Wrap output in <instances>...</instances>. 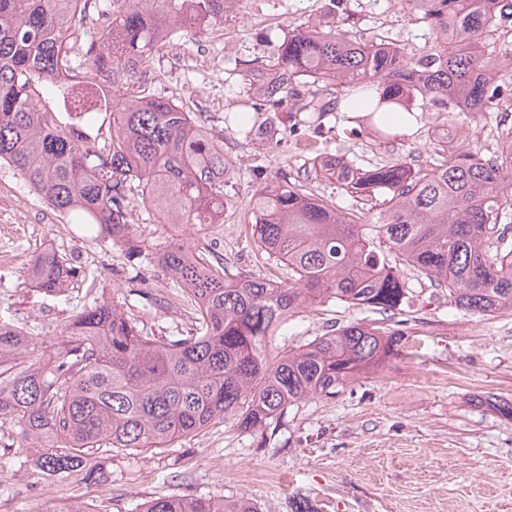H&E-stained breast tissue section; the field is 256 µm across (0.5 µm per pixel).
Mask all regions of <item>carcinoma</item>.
Instances as JSON below:
<instances>
[{"label": "carcinoma", "mask_w": 512, "mask_h": 512, "mask_svg": "<svg viewBox=\"0 0 512 512\" xmlns=\"http://www.w3.org/2000/svg\"><path fill=\"white\" fill-rule=\"evenodd\" d=\"M229 0H0V162L72 224L98 232L139 264L150 253L130 224V204L182 224H218L224 184L233 178L224 131L207 129L174 101L147 89L154 51L188 30L224 23ZM432 35L416 54L381 35L367 43L344 28V0H329L321 22L297 25L253 60V103L234 116L248 139L272 129L320 138L335 96L311 87L341 81L348 109L379 142L399 137L385 113L427 109L442 125L457 112L486 114L512 102V57H491L487 40L512 30V0H399ZM101 20L88 38L86 20ZM70 88L87 120L97 92L123 91L111 102L110 140L58 124L39 101ZM489 159L470 141L436 138L425 161L411 155L362 168L319 153L314 168L362 208L340 212L300 177L257 190L253 233L268 257L288 266V283L229 278L205 252L171 244L159 261L195 304L187 336H151L140 321L94 299L57 337L54 363L24 360L28 337L0 323V423L39 441L36 472L106 483L109 462L95 448H166L215 422L264 434L305 398H331L361 373L404 354L407 333L391 325L413 294L408 265L448 293L461 312L512 310V126L497 132ZM77 269L41 252L29 279L62 292ZM334 301L367 308L383 321L343 325L296 351L269 344L288 315ZM140 512H258L249 498L226 501L160 495Z\"/></svg>", "instance_id": "cac0c4a2"}]
</instances>
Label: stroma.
<instances>
[{"label": "stroma", "mask_w": 512, "mask_h": 512, "mask_svg": "<svg viewBox=\"0 0 512 512\" xmlns=\"http://www.w3.org/2000/svg\"><path fill=\"white\" fill-rule=\"evenodd\" d=\"M328 0H232L217 29L182 36L153 53L148 88L224 132V154L234 176L224 187V220L172 224L133 199L131 219L154 253L132 269L120 247L83 232L34 194L17 171L0 163V321L18 326L33 343L29 360L48 363L53 344L80 311L87 289L142 320L157 336H183L194 306L157 261L175 240L206 248L229 276L286 281L257 246L249 229L256 189L309 167L296 138L271 131L252 140L226 130V115L248 110L247 61L268 56L289 28L313 23ZM360 41L386 30L407 51H425L430 30L417 12L390 0H346ZM512 111L477 119L464 114L448 136L496 148V123ZM436 137L430 113L418 115L412 135L391 144L372 141L345 115L327 117L322 145L363 165L411 152L428 156ZM54 250L78 268L60 294L32 288L27 270L35 254ZM414 301L406 312L409 352L362 376L333 398L291 406L276 430L259 438L234 423H219L166 448L113 453L112 478L86 485L37 475L35 441L0 427V448L26 444L28 463L0 473L9 488L0 512H52L63 502H87L93 512H135L162 494L252 499L259 512H291L302 495L315 512H512V418L485 406V398L512 401V311L492 316L457 312L448 295L425 276L405 269ZM166 305L152 306V297ZM376 313L333 302L302 308L277 332L273 345L294 350L327 330L370 323Z\"/></svg>", "instance_id": "35a3bbf8"}]
</instances>
